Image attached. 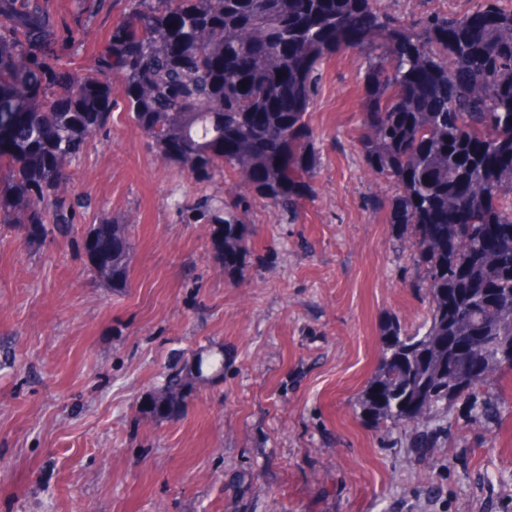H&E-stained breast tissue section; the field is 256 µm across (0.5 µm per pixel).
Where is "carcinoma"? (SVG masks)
I'll return each mask as SVG.
<instances>
[{
  "label": "carcinoma",
  "instance_id": "1",
  "mask_svg": "<svg viewBox=\"0 0 512 512\" xmlns=\"http://www.w3.org/2000/svg\"><path fill=\"white\" fill-rule=\"evenodd\" d=\"M87 71L61 66L56 47L80 29L59 24L48 0H0V224L57 233L83 253L91 276L124 288L132 225L93 224L73 239L69 166L123 111L157 152L208 183L232 171L253 197L295 220L316 173L306 116L324 61L343 47L368 52L358 148L396 184L389 222L413 251L427 310L407 330L382 332L378 365L355 413L386 434L436 448L457 436L453 409L489 421L505 404L512 368V10L484 0L463 15L410 19L384 0H134ZM282 78H277V73ZM244 199L186 207L210 225L224 270L249 245ZM203 361L168 375L147 410L179 413ZM427 415L412 422L417 402Z\"/></svg>",
  "mask_w": 512,
  "mask_h": 512
}]
</instances>
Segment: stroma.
I'll return each instance as SVG.
<instances>
[{
    "mask_svg": "<svg viewBox=\"0 0 512 512\" xmlns=\"http://www.w3.org/2000/svg\"><path fill=\"white\" fill-rule=\"evenodd\" d=\"M131 6L50 0L83 28L61 63L89 68ZM367 62L344 48L324 63L313 191L294 221L252 201L235 272L183 210L247 192L244 178L193 182L118 106L70 168L90 202L72 233L130 217L127 286L93 279L55 236L29 246L0 224V512H512V404L491 425L455 410L462 444L427 459L354 411L383 325L425 311L389 222L397 188L357 148ZM216 350L223 375L178 415L143 412L168 370Z\"/></svg>",
    "mask_w": 512,
    "mask_h": 512,
    "instance_id": "obj_1",
    "label": "stroma"
}]
</instances>
